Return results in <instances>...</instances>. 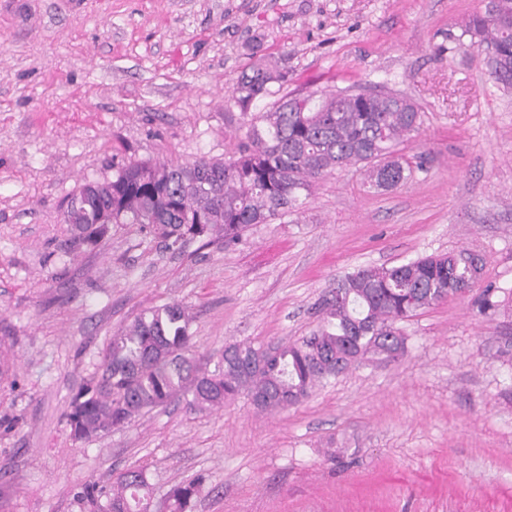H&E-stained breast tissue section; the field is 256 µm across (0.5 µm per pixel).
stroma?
I'll return each instance as SVG.
<instances>
[{
	"instance_id": "35a3bbf8",
	"label": "stroma",
	"mask_w": 512,
	"mask_h": 512,
	"mask_svg": "<svg viewBox=\"0 0 512 512\" xmlns=\"http://www.w3.org/2000/svg\"><path fill=\"white\" fill-rule=\"evenodd\" d=\"M483 0H0V512H85L76 494L146 467L155 500L195 475L191 512H512V316L451 298L402 322L408 352L359 364L277 413L246 398L171 402L90 443L72 395L147 308L195 314L191 354L293 343L345 272L431 253L483 255L512 288V90L462 37ZM285 92L385 85L424 112L390 191L349 169L298 213L232 245L164 250L135 224L71 248L83 184L128 161L227 158L245 129L228 92L252 53ZM338 449L330 459L328 449Z\"/></svg>"
}]
</instances>
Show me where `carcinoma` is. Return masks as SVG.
<instances>
[{"instance_id":"obj_1","label":"carcinoma","mask_w":512,"mask_h":512,"mask_svg":"<svg viewBox=\"0 0 512 512\" xmlns=\"http://www.w3.org/2000/svg\"><path fill=\"white\" fill-rule=\"evenodd\" d=\"M462 36L485 51L494 84H500L498 74H512V0H489ZM287 82L278 62L253 54L227 98L245 120L237 155L117 167L112 178L94 182L90 205L64 213L74 243L96 245L114 223L140 224L168 250L213 236L230 245L251 226L301 209L313 187L339 170L358 167L371 186L386 191L426 170L424 154L400 149L422 125L421 108L411 98L380 86L314 92L302 110L285 94L256 111ZM483 266L482 257L462 249L360 267L322 300V323L311 335L289 345L230 343L212 370L189 356L190 309L179 302L153 306L112 336L97 376L72 397L71 436L89 442L174 400L192 411L221 407L241 393L262 412L298 405L357 363L403 358L408 338L399 323L471 293ZM474 304L483 314L494 313L512 304V289L486 286ZM203 485L197 476L173 486L166 512H191ZM79 497L94 512H153V487L139 465L119 473L108 488L83 485Z\"/></svg>"}]
</instances>
